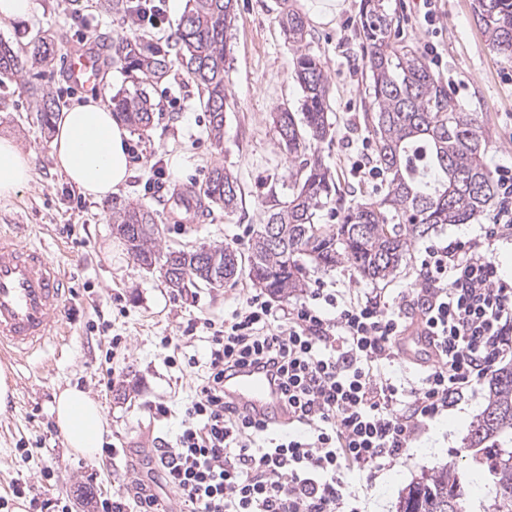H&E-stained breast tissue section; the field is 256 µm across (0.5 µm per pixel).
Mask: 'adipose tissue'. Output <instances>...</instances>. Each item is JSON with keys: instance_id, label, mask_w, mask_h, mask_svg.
<instances>
[{"instance_id": "ef3b65f1", "label": "adipose tissue", "mask_w": 512, "mask_h": 512, "mask_svg": "<svg viewBox=\"0 0 512 512\" xmlns=\"http://www.w3.org/2000/svg\"><path fill=\"white\" fill-rule=\"evenodd\" d=\"M50 147L59 174L84 197L98 202L118 192L134 169L127 125L91 95L61 113ZM31 170V154L12 137L0 136V199L27 185ZM52 414L67 448L95 459L105 433L100 403L88 392L68 387L55 397Z\"/></svg>"}]
</instances>
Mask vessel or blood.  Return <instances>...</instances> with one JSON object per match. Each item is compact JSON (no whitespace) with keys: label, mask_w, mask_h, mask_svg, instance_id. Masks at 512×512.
<instances>
[{"label":"vessel or blood","mask_w":512,"mask_h":512,"mask_svg":"<svg viewBox=\"0 0 512 512\" xmlns=\"http://www.w3.org/2000/svg\"><path fill=\"white\" fill-rule=\"evenodd\" d=\"M100 68V58L89 50L72 51L67 60L68 77L77 85H94ZM19 230L16 224L0 227V352L24 357L61 333L72 289L46 249L23 243ZM224 393L241 414L272 424L284 421L278 390L256 366L225 375Z\"/></svg>","instance_id":"obj_1"}]
</instances>
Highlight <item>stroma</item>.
<instances>
[{
    "instance_id": "1",
    "label": "stroma",
    "mask_w": 512,
    "mask_h": 512,
    "mask_svg": "<svg viewBox=\"0 0 512 512\" xmlns=\"http://www.w3.org/2000/svg\"><path fill=\"white\" fill-rule=\"evenodd\" d=\"M37 11L26 22L0 26V39L16 50L43 35L55 36L58 51L53 73L45 78L60 95L62 109L91 94L111 101L131 88L130 78L103 57L97 87L73 84L65 71L69 51L100 50L103 44L129 33L119 26L104 0H36ZM475 0H437V31L415 23L407 0H391L396 21L394 39L417 52L436 44L445 61L437 74L455 85L453 101L473 113L489 141L491 167L512 166V58L488 45L476 22ZM360 0H345L330 24L308 22V49L327 65L332 143L320 154L334 175L345 203L376 197L383 182L359 172L371 164L375 142L364 122L371 109L368 73L359 34ZM287 9L303 12L301 0H237L231 50L224 65L227 107L224 139L209 132L204 97L180 68L161 82L146 83L154 105L147 131L131 134L136 165L118 193L104 201L84 198L61 176L50 155L53 130L44 125L28 92L18 84L0 91V135L14 137L33 155L32 179L15 196L0 199V225H22L25 242L43 246L68 276L72 294L65 306L66 338L27 363L1 358L14 381L15 395L0 411V496L13 484H50L53 495H70L73 512H93L85 492L109 495L125 479L132 459L144 448L173 443L183 409L205 372V321L221 322L225 312L241 303L254 287L240 276L222 288H199L177 295L158 269L140 266L112 225L114 210L138 202L156 215L162 249L201 244L230 245L247 253L252 232L267 220L270 193H286L292 165L273 123L278 109L301 108L302 89L293 73L294 47L283 35L278 18ZM165 172L162 187H148L152 166ZM221 166L238 178L242 201L236 210L209 209L190 218L175 204L181 194L199 188L211 169ZM488 207L479 224L493 220ZM479 224H448L414 243L406 260L389 280L377 284L361 279L349 267L309 275L310 287L324 286L348 296L377 291L394 297L407 291L425 247L473 236ZM182 336L180 353H172L164 337ZM88 391L97 399L107 422L104 446L119 448L117 457L98 455L89 461L72 454L58 433L51 406L68 387ZM488 386L431 422L401 462L375 476L353 472L354 486L368 485L366 512H396L402 489L431 468L451 464L464 468L465 438L486 405ZM165 403L168 416L152 418L150 404ZM32 457H22V449ZM54 464L57 479L47 482L42 468Z\"/></svg>"
}]
</instances>
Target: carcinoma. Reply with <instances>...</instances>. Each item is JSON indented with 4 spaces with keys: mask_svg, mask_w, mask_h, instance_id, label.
I'll list each match as a JSON object with an SVG mask.
<instances>
[{
    "mask_svg": "<svg viewBox=\"0 0 512 512\" xmlns=\"http://www.w3.org/2000/svg\"><path fill=\"white\" fill-rule=\"evenodd\" d=\"M112 14L135 23V0H106ZM236 0H186L174 33L163 45L142 33L115 44L112 62L130 73L132 83L159 81L173 62L185 69L205 97L210 135L224 137L227 94L224 60L230 50L228 30ZM359 28L366 48L369 95L374 112L367 117L375 140V161L385 175L378 198L343 209L338 224L314 222L320 208L338 197L339 189L324 165L317 145L333 137L325 63L306 49L304 19L292 12L279 25L296 47L294 76L303 91L302 111L286 109L274 122L294 180L288 195L270 196L267 223L275 224L281 245L262 243L263 226L253 229L247 257L229 246H202L160 255V233L148 208L130 204L112 214L117 233L128 242L134 259L147 267L158 260L172 291L189 287L221 288L234 271L248 270L254 287L288 299L306 290L310 270L347 265L371 282L397 271L413 243L443 224H472L496 196V176L486 161L488 141L478 120L457 107L429 62L411 46L390 40L395 16L388 0H361ZM476 21L492 50L512 57V0H476ZM55 43L41 37L19 52L0 40V86L46 71ZM31 98L41 121L59 111V98L39 84ZM113 109L136 130L150 126L153 107L139 87L112 100ZM195 195L207 205L234 211L242 195L237 178L222 166L211 171ZM467 469L436 466L411 481L399 496L397 512H462L475 482L484 485L483 512H512V367L490 378L487 403L471 427L465 446Z\"/></svg>",
    "mask_w": 512,
    "mask_h": 512,
    "instance_id": "1",
    "label": "carcinoma"
}]
</instances>
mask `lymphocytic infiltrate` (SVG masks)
Here are the masks:
<instances>
[{
    "label": "lymphocytic infiltrate",
    "instance_id": "lymphocytic-infiltrate-1",
    "mask_svg": "<svg viewBox=\"0 0 512 512\" xmlns=\"http://www.w3.org/2000/svg\"><path fill=\"white\" fill-rule=\"evenodd\" d=\"M504 205L467 240L428 247L416 284L398 301L351 300L316 288L299 303L246 298L222 323L206 322V372L174 445L142 451L141 473L97 512H362L352 468L373 472L403 458L427 421L457 407L512 356V283L495 244L512 227V169L499 167ZM429 336L418 378H394L404 338ZM267 368L295 432L241 416L224 399V375Z\"/></svg>",
    "mask_w": 512,
    "mask_h": 512
}]
</instances>
